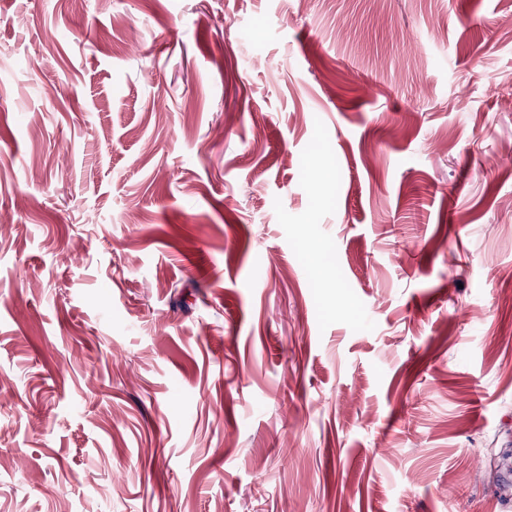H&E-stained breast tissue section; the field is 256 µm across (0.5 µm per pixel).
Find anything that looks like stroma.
Listing matches in <instances>:
<instances>
[{"mask_svg":"<svg viewBox=\"0 0 512 512\" xmlns=\"http://www.w3.org/2000/svg\"><path fill=\"white\" fill-rule=\"evenodd\" d=\"M511 450L512 0H0V512H512Z\"/></svg>","mask_w":512,"mask_h":512,"instance_id":"stroma-1","label":"stroma"}]
</instances>
